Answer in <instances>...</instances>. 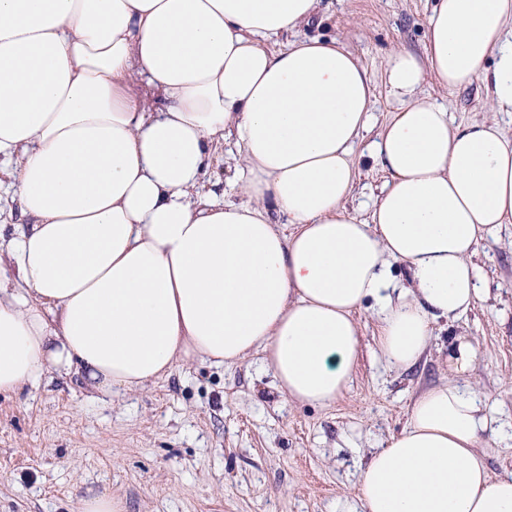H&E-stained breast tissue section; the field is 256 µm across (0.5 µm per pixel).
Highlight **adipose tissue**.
<instances>
[{
    "label": "adipose tissue",
    "mask_w": 512,
    "mask_h": 512,
    "mask_svg": "<svg viewBox=\"0 0 512 512\" xmlns=\"http://www.w3.org/2000/svg\"><path fill=\"white\" fill-rule=\"evenodd\" d=\"M320 5L0 0V160L20 212L0 248V394L51 370L108 396L259 352L281 393L329 405L369 301L390 368L415 366L442 321L455 379L372 454L361 512H512V476L478 450L490 409L457 382L478 352L454 330L487 293L481 241L512 224V137L453 125L422 92L478 83L512 112V0H436L423 53L385 61L397 110L378 126L359 57L298 35ZM364 138L389 175L366 220L347 209ZM228 140L239 204L202 180Z\"/></svg>",
    "instance_id": "ef3b65f1"
}]
</instances>
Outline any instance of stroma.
<instances>
[{"instance_id":"1","label":"stroma","mask_w":512,"mask_h":512,"mask_svg":"<svg viewBox=\"0 0 512 512\" xmlns=\"http://www.w3.org/2000/svg\"><path fill=\"white\" fill-rule=\"evenodd\" d=\"M433 0H322L304 37H336L376 83L373 112L397 106L382 84L386 57L423 49ZM454 123L492 118L512 137V112H492L481 85L444 90L425 80ZM234 144L218 147L204 172L224 198L244 202ZM488 298L455 329L477 348L459 384L491 407L502 434L485 431L480 451L491 476H512V224L481 241L475 259ZM347 391L328 406L280 393L262 354L214 366L177 364L145 388L109 397L55 379L0 395V512H79L82 498L109 492L126 512H356L359 475L374 449L409 424L422 390L448 381V332L435 324L426 356L397 371L379 358L372 306Z\"/></svg>"}]
</instances>
